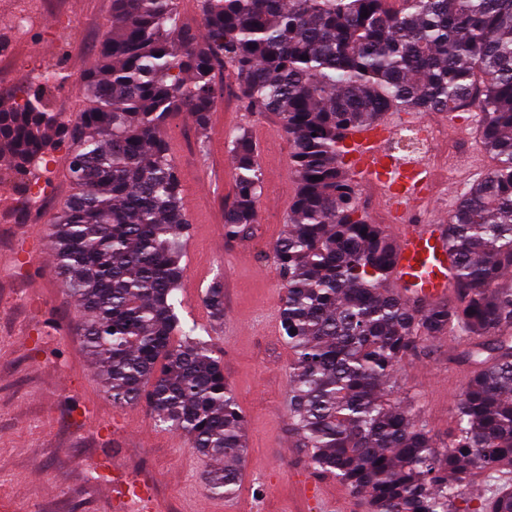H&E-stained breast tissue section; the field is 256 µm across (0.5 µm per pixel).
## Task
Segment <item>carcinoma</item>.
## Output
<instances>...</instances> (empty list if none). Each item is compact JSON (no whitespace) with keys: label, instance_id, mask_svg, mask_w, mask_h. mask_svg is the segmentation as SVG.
I'll use <instances>...</instances> for the list:
<instances>
[{"label":"carcinoma","instance_id":"1","mask_svg":"<svg viewBox=\"0 0 512 512\" xmlns=\"http://www.w3.org/2000/svg\"><path fill=\"white\" fill-rule=\"evenodd\" d=\"M197 3L200 28L179 0H112L109 35L77 83L90 105L67 119L43 103L69 79L58 70L35 75L23 103L0 100V158L16 172L70 145L75 193L52 219L53 255L113 404L144 403L224 460L208 489L237 494L244 417L223 362L179 317L189 222L164 133L174 116L207 126L229 79L244 111L278 115L292 147L297 194L272 255L292 353L288 419L308 465L368 512H460L470 468L512 469V0ZM472 108L494 166L451 210V294L408 299L387 287L397 244L362 214L345 144L387 114ZM226 140L234 243L256 232L264 171L249 128ZM202 301L224 319L223 282ZM446 334L475 370L439 443L394 393L420 339ZM476 512H512V486Z\"/></svg>","mask_w":512,"mask_h":512}]
</instances>
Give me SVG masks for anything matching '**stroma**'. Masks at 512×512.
Wrapping results in <instances>:
<instances>
[{"label":"stroma","instance_id":"1","mask_svg":"<svg viewBox=\"0 0 512 512\" xmlns=\"http://www.w3.org/2000/svg\"><path fill=\"white\" fill-rule=\"evenodd\" d=\"M76 15L80 28L59 41L35 33L0 57V98L15 97L27 83L25 65L64 69L72 81L48 92L50 111L67 116L83 100L74 81L94 61L112 15V0H42L43 15ZM248 126L265 173L252 239L229 246L214 239L233 193V169L224 134ZM184 190L190 223L185 241L182 321L201 327L224 361V374L245 416L247 450L241 486L227 498L209 492L214 460L186 438L157 427L141 405L118 407L102 385V372L84 349L82 318L41 255L42 227L72 194L65 150L53 151L46 169L30 181L51 186L48 203L20 212L0 206V507L5 512H115L112 460L122 479H153L159 512H366L362 502L332 477L308 466L288 422V366L279 309L283 290L270 256L293 205L296 182L290 144L274 114L243 111L225 87L206 131L181 117L166 129ZM224 282V320L214 322L202 303L214 278ZM458 344L440 336L420 345L397 373L398 395L437 440L452 427L453 384L467 379L454 360Z\"/></svg>","mask_w":512,"mask_h":512}]
</instances>
